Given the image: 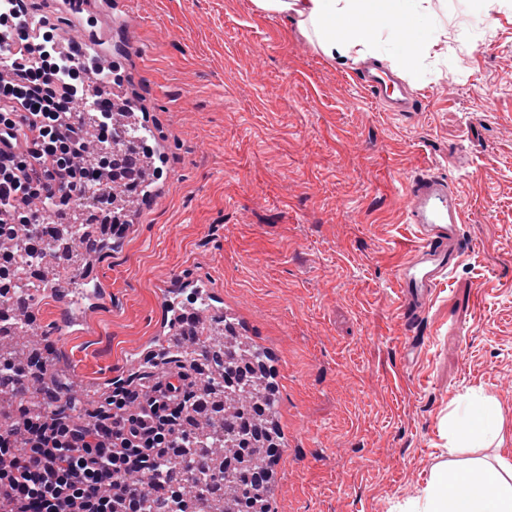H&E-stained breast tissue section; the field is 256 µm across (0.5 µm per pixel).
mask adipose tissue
<instances>
[{"label": "adipose tissue", "mask_w": 512, "mask_h": 512, "mask_svg": "<svg viewBox=\"0 0 512 512\" xmlns=\"http://www.w3.org/2000/svg\"><path fill=\"white\" fill-rule=\"evenodd\" d=\"M258 13L294 20L328 59L355 61L373 55L381 38L413 57L437 46L448 30L432 0H253ZM448 458L438 463L420 496L405 512H512V459L459 460L461 449L498 448L506 441L505 415L496 395L470 396L448 415Z\"/></svg>", "instance_id": "1"}]
</instances>
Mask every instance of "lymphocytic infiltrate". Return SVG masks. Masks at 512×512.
Wrapping results in <instances>:
<instances>
[{
	"label": "lymphocytic infiltrate",
	"instance_id": "1",
	"mask_svg": "<svg viewBox=\"0 0 512 512\" xmlns=\"http://www.w3.org/2000/svg\"><path fill=\"white\" fill-rule=\"evenodd\" d=\"M26 30L11 37L12 75L0 79V240H33L43 215L62 200H79L96 173L77 157L87 140L82 124L64 119L66 97L91 74L88 64L58 53L44 34L29 54ZM152 371L136 385L114 383L74 418L48 388L47 364L36 372L0 362V391L26 396L32 379L45 384L48 410L0 424V512H144L143 477L164 485L163 461L190 441L182 422L209 405L198 382L207 360L167 370L152 354Z\"/></svg>",
	"mask_w": 512,
	"mask_h": 512
}]
</instances>
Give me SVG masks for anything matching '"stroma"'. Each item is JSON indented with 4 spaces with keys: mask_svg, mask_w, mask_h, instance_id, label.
Returning <instances> with one entry per match:
<instances>
[{
    "mask_svg": "<svg viewBox=\"0 0 512 512\" xmlns=\"http://www.w3.org/2000/svg\"><path fill=\"white\" fill-rule=\"evenodd\" d=\"M447 9V43L378 53L419 95L407 117L364 90L362 63L252 0H121L106 23L163 175L92 262L105 304L63 333L39 289L34 334L96 397L147 375L141 350L208 289L216 322L232 313L270 354L286 445L271 512H394L447 459L443 424L469 391L495 393L512 425V10L487 25L468 0ZM422 171L459 192L465 252L407 320L403 182Z\"/></svg>",
    "mask_w": 512,
    "mask_h": 512,
    "instance_id": "35a3bbf8",
    "label": "stroma"
}]
</instances>
